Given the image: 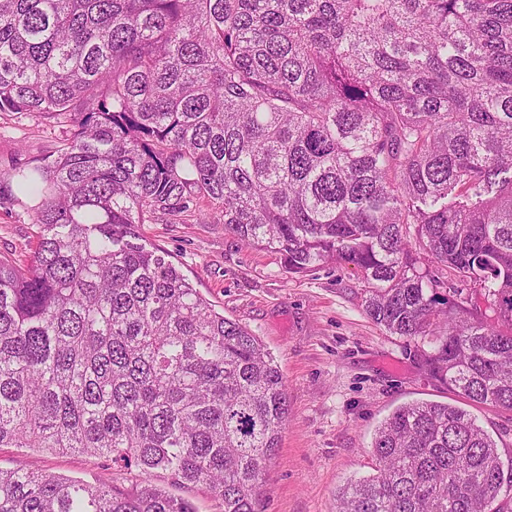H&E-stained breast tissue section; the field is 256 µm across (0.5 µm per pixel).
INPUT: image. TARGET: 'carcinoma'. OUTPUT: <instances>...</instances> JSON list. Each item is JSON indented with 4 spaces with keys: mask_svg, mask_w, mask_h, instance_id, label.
Here are the masks:
<instances>
[{
    "mask_svg": "<svg viewBox=\"0 0 512 512\" xmlns=\"http://www.w3.org/2000/svg\"><path fill=\"white\" fill-rule=\"evenodd\" d=\"M0 113L69 123L11 170L36 250L0 259V512H262L288 418L260 339L138 225L206 198L291 274L352 265L430 376L512 410V0H0ZM339 512H508L467 410L398 407ZM129 476V486L117 484ZM103 461L85 454H54L32 448H0V468L23 465L34 471H47L92 481L103 475ZM155 482L175 494L191 498L198 512H215L213 502L203 487L198 486L189 489L175 488L170 485V479L164 474H158L155 478Z\"/></svg>",
    "mask_w": 512,
    "mask_h": 512,
    "instance_id": "cac0c4a2",
    "label": "carcinoma"
}]
</instances>
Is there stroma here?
<instances>
[{
    "label": "stroma",
    "instance_id": "35a3bbf8",
    "mask_svg": "<svg viewBox=\"0 0 512 512\" xmlns=\"http://www.w3.org/2000/svg\"><path fill=\"white\" fill-rule=\"evenodd\" d=\"M69 125L30 114H0V256L26 261L37 245L27 197L12 199L9 169L56 156ZM140 241L168 253L201 295L247 326L272 354L287 385L288 421L268 476L265 512H337V494L372 473L377 426L416 400L463 405L432 379L414 344L390 335L362 307L360 274L327 263L305 276L279 257L225 233L205 199L190 211L158 214ZM471 413L512 457V410L474 405ZM25 466L74 478L103 472L100 459L32 448H0V468Z\"/></svg>",
    "mask_w": 512,
    "mask_h": 512
}]
</instances>
